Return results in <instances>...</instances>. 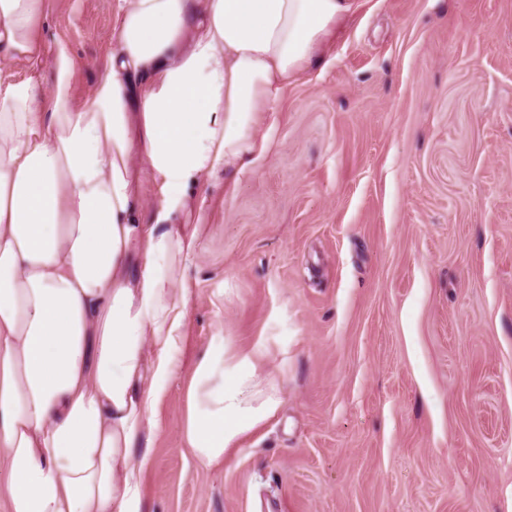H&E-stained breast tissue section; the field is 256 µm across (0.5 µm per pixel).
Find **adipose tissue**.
I'll return each instance as SVG.
<instances>
[{"label": "adipose tissue", "mask_w": 512, "mask_h": 512, "mask_svg": "<svg viewBox=\"0 0 512 512\" xmlns=\"http://www.w3.org/2000/svg\"><path fill=\"white\" fill-rule=\"evenodd\" d=\"M353 0H119L89 99L56 42L52 88L0 79V496L8 512H144L156 409L178 377L205 176L249 170L263 114ZM46 0H0V46L39 62ZM50 107H43V98ZM162 206L144 211L145 177ZM257 366L209 344L183 435L203 466L270 417Z\"/></svg>", "instance_id": "ef3b65f1"}]
</instances>
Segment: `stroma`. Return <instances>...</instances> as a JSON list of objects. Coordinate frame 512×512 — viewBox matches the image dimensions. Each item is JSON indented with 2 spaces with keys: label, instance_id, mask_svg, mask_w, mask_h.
Segmentation results:
<instances>
[{
  "label": "stroma",
  "instance_id": "stroma-1",
  "mask_svg": "<svg viewBox=\"0 0 512 512\" xmlns=\"http://www.w3.org/2000/svg\"><path fill=\"white\" fill-rule=\"evenodd\" d=\"M116 0H48L89 98ZM257 173L202 179L148 512H512V0H354L269 113ZM275 415L206 468L185 385L216 337Z\"/></svg>",
  "mask_w": 512,
  "mask_h": 512
}]
</instances>
